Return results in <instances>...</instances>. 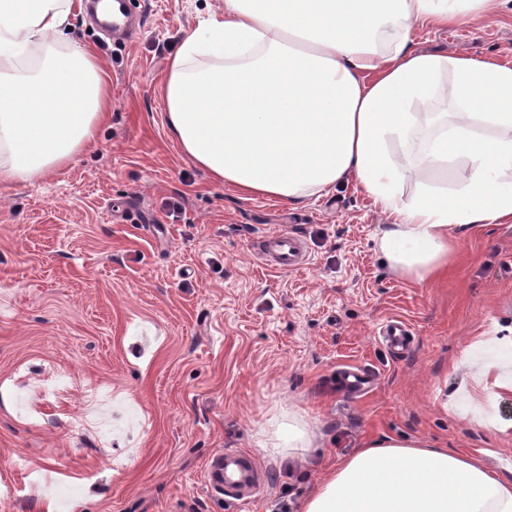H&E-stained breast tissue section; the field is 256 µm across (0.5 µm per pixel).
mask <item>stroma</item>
<instances>
[{"instance_id": "obj_1", "label": "stroma", "mask_w": 512, "mask_h": 512, "mask_svg": "<svg viewBox=\"0 0 512 512\" xmlns=\"http://www.w3.org/2000/svg\"><path fill=\"white\" fill-rule=\"evenodd\" d=\"M224 0H136L140 34L115 41L87 18L112 105L96 142L35 183L0 185V512H301L334 466L383 437L463 453L512 478V437L448 412L490 327L512 332V223L476 228L434 282L393 274L375 236L387 221L347 185L298 206L243 199L168 135L167 56ZM421 49L512 62V0L484 18L416 28ZM293 230L310 265L261 263L258 237ZM397 318L410 349L379 340ZM353 366L376 384L336 383ZM73 384L37 397L43 369ZM305 452H272L284 416ZM232 448L265 475L232 504L204 484Z\"/></svg>"}]
</instances>
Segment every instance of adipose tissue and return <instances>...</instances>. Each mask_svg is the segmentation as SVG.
I'll list each match as a JSON object with an SVG mask.
<instances>
[{"instance_id": "ef3b65f1", "label": "adipose tissue", "mask_w": 512, "mask_h": 512, "mask_svg": "<svg viewBox=\"0 0 512 512\" xmlns=\"http://www.w3.org/2000/svg\"><path fill=\"white\" fill-rule=\"evenodd\" d=\"M487 0H224L167 59L165 121L180 152L246 198L299 204L356 183L390 217L388 267L435 281L461 234L512 221V65L417 49L414 26H458ZM76 0H0V182H34L94 143L110 104L92 51L68 48ZM446 408L512 393V335L475 342ZM482 386L476 400L471 385ZM302 512H512V479L445 448L367 443Z\"/></svg>"}]
</instances>
